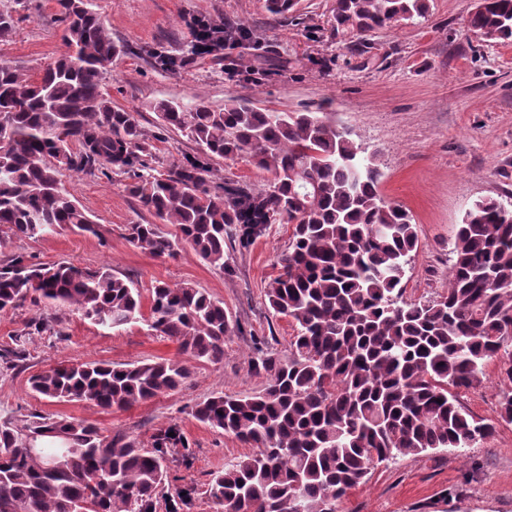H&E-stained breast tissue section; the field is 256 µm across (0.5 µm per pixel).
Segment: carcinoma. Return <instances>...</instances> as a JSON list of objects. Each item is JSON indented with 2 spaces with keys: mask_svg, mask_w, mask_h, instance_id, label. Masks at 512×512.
<instances>
[{
  "mask_svg": "<svg viewBox=\"0 0 512 512\" xmlns=\"http://www.w3.org/2000/svg\"><path fill=\"white\" fill-rule=\"evenodd\" d=\"M0 8V36L18 17ZM66 51L32 76L0 61V241L68 229L98 235L62 178L119 170L141 207L176 227L132 224L128 240L154 257L182 242L211 267L229 266L225 246L247 245L273 224L293 225L288 250L266 288L275 313L295 323L288 355L255 340L252 373L261 391L216 392L191 409L196 421L254 449L208 483L215 512H338L371 469L399 455L464 452L493 432L459 403L500 362V418L512 423V209L477 200L456 225L448 289L405 298L418 248L416 225L384 199L374 154L331 112H278L235 99L158 101L162 125L202 151L161 173L142 156L150 144L135 113L112 105L104 75L123 53L87 0H57ZM428 0H336L333 36L363 39L423 16ZM467 26L481 39L512 41V0H475ZM247 158L270 175L253 188L234 180L209 187L211 158ZM74 308L92 323L142 322L199 364L224 362L237 324L224 303L190 283L158 284L150 313L139 289L110 266L0 258V311L25 302ZM61 331L35 317L0 349V369L28 358L26 337ZM190 371L179 359L61 364L30 377L33 392L59 401L127 409L178 389ZM174 436H169V433ZM192 455L180 426L156 429L143 448L94 424L31 413L0 419V512H191L186 484L165 494L168 463Z\"/></svg>",
  "mask_w": 512,
  "mask_h": 512,
  "instance_id": "1",
  "label": "carcinoma"
}]
</instances>
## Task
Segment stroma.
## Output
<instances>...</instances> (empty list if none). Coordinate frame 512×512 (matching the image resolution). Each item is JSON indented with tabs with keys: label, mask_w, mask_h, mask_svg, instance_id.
Returning <instances> with one entry per match:
<instances>
[{
	"label": "stroma",
	"mask_w": 512,
	"mask_h": 512,
	"mask_svg": "<svg viewBox=\"0 0 512 512\" xmlns=\"http://www.w3.org/2000/svg\"><path fill=\"white\" fill-rule=\"evenodd\" d=\"M332 3L298 0L294 12L275 15L266 0H90L124 49L104 88L114 105L136 113L150 139L147 161L162 172L201 150L161 126L157 101L200 96L220 106L239 98L276 111L335 113L354 141L376 153L383 197L406 207L417 226L419 248L405 278L406 298L437 296L448 287L450 239L473 202L493 197L512 204V44L483 41L468 28L473 0H429L425 16L364 40L340 41L331 33ZM197 16L244 28L250 38L172 72L157 68L153 51L189 56ZM61 35L56 0H28L11 35L0 39V60L38 74L64 52ZM128 182L116 170L64 177L66 189L98 224V235L64 230L39 239L8 238L0 252L35 263L108 265L145 293L162 283H192L223 302L240 327L224 341L223 363L191 364L178 389L123 410L52 401L30 390L31 375L60 362L175 358L178 346L140 323L106 329L75 310L48 314L28 302L0 312V346L42 314L62 333L30 337L23 369L0 373V416L37 411L73 417L145 448L157 428L178 422L193 456L187 465L172 462L170 474L197 487L192 512H214L205 493L212 473L250 450L189 411L215 392L245 396L261 388L262 378L250 370L257 338L287 353L295 325L270 309L265 289L292 227L272 225L247 249L233 250L224 271L186 243L176 257H154L127 239L129 225L155 221L128 192ZM498 371V362H491L482 384L459 394L476 418L494 423L489 438L463 453L441 450L379 464L339 512H512V423L498 419Z\"/></svg>",
	"instance_id": "35a3bbf8"
}]
</instances>
